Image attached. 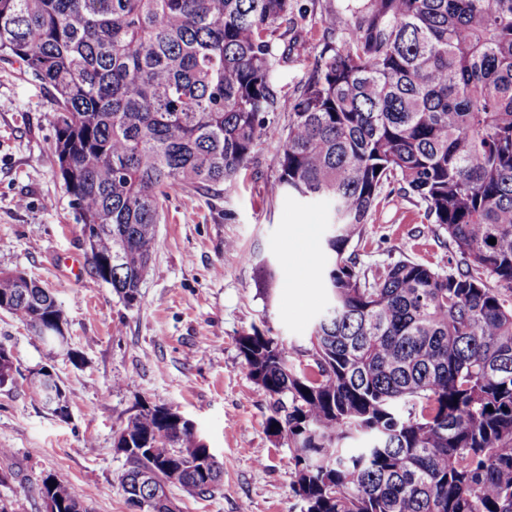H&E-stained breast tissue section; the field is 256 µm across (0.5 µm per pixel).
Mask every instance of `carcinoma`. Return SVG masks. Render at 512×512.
<instances>
[{"label": "carcinoma", "mask_w": 512, "mask_h": 512, "mask_svg": "<svg viewBox=\"0 0 512 512\" xmlns=\"http://www.w3.org/2000/svg\"><path fill=\"white\" fill-rule=\"evenodd\" d=\"M347 11L294 99L274 81L293 0H0V57L51 88L49 150L95 275L128 305L163 200L220 196L263 136L282 141L272 196L333 203L331 302L308 363L256 327L238 338L272 400L268 426L292 449L303 512H512V0ZM393 182L446 230L460 266L402 260L370 281L344 257ZM0 311L40 340L64 320L22 271L0 272ZM33 392L66 414V390ZM115 447L137 512H173V487L210 495L224 470L215 459L203 479L204 445L156 406L131 415ZM39 493L87 512L61 478Z\"/></svg>", "instance_id": "obj_1"}]
</instances>
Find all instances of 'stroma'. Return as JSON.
<instances>
[{"label": "stroma", "instance_id": "35a3bbf8", "mask_svg": "<svg viewBox=\"0 0 512 512\" xmlns=\"http://www.w3.org/2000/svg\"><path fill=\"white\" fill-rule=\"evenodd\" d=\"M294 5L306 46L275 74L292 98L311 74L324 27L343 29L347 0ZM54 137L51 90L20 63L0 59V271H25L53 292L80 357L76 365L54 357L0 312V343L20 370L0 387V501L13 512H47L39 487L54 474L90 512H134L114 440L148 404L192 422L224 463L212 496L173 490L182 512H302L292 451L268 427L271 400L250 378L238 338L270 330L294 361L308 348L329 301L322 284L328 204L271 197L281 143L261 138L221 196L170 193L139 300L129 307L91 269L70 197L48 162ZM346 253L369 279L401 260L443 272L458 259L447 232L396 183L385 187ZM264 268L274 274L266 290ZM50 365L65 385L69 417L50 413L29 387V372Z\"/></svg>", "mask_w": 512, "mask_h": 512}]
</instances>
